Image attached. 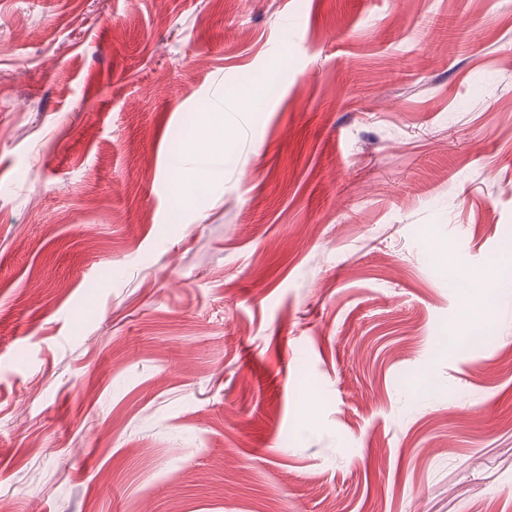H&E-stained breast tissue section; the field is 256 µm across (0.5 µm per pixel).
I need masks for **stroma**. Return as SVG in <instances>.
Here are the masks:
<instances>
[{"label": "stroma", "instance_id": "1", "mask_svg": "<svg viewBox=\"0 0 512 512\" xmlns=\"http://www.w3.org/2000/svg\"><path fill=\"white\" fill-rule=\"evenodd\" d=\"M511 351L512 0H0L12 512H512Z\"/></svg>", "mask_w": 512, "mask_h": 512}]
</instances>
